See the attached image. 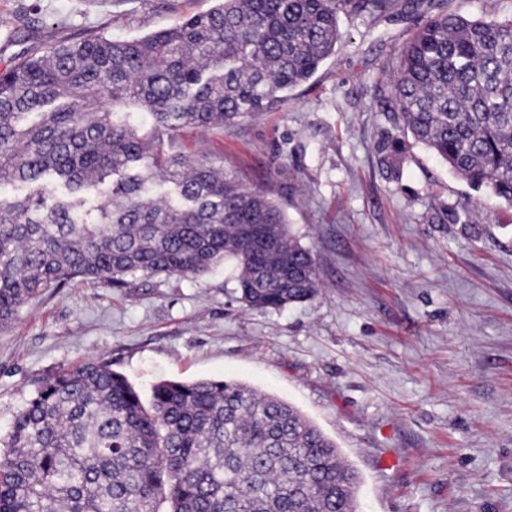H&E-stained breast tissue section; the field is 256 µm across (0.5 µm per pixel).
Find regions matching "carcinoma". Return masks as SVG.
Returning a JSON list of instances; mask_svg holds the SVG:
<instances>
[{"label":"carcinoma","instance_id":"1","mask_svg":"<svg viewBox=\"0 0 512 512\" xmlns=\"http://www.w3.org/2000/svg\"><path fill=\"white\" fill-rule=\"evenodd\" d=\"M151 34L51 46L0 70V327L72 280L125 288L236 269L238 300L282 309L318 292L311 250L282 209L208 155L185 126H232L288 103L334 54L339 14L394 0H215ZM394 131L512 204V18L428 19L378 88ZM145 112L150 124L135 116ZM0 451V512H358V473L296 406L244 383L159 380L149 399L109 365L46 379Z\"/></svg>","mask_w":512,"mask_h":512}]
</instances>
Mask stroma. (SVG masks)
<instances>
[{
  "instance_id": "stroma-1",
  "label": "stroma",
  "mask_w": 512,
  "mask_h": 512,
  "mask_svg": "<svg viewBox=\"0 0 512 512\" xmlns=\"http://www.w3.org/2000/svg\"><path fill=\"white\" fill-rule=\"evenodd\" d=\"M473 18L512 0H431ZM212 0H0V69L62 40L169 28ZM426 9L339 17L342 38L287 106L227 130L179 131L265 190L311 249V301L257 311L228 267L116 289L75 281L0 330V436L55 372L95 359L142 394L161 379L246 383L297 405L362 478L360 512H512V205L425 147L402 176L375 144L391 130L375 86ZM471 202L472 224L449 223Z\"/></svg>"
}]
</instances>
